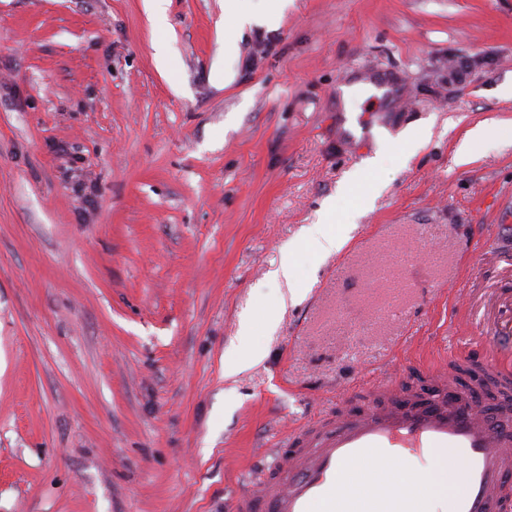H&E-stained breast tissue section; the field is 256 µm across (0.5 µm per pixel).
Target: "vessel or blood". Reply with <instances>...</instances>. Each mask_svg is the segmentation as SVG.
Instances as JSON below:
<instances>
[{
	"label": "vessel or blood",
	"mask_w": 512,
	"mask_h": 512,
	"mask_svg": "<svg viewBox=\"0 0 512 512\" xmlns=\"http://www.w3.org/2000/svg\"><path fill=\"white\" fill-rule=\"evenodd\" d=\"M480 381L461 388L447 368L431 374L426 395L372 403L337 414L295 451L273 463L237 496L234 512H419L399 475L365 470L366 493L345 488L347 466L374 457L463 463L448 512H506L512 505V367L486 365Z\"/></svg>",
	"instance_id": "b4317fda"
}]
</instances>
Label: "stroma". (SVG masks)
<instances>
[{"mask_svg":"<svg viewBox=\"0 0 512 512\" xmlns=\"http://www.w3.org/2000/svg\"><path fill=\"white\" fill-rule=\"evenodd\" d=\"M149 6L0 0V512H230L293 431L393 368L468 384L512 326V0ZM377 155L280 303L281 248ZM233 344L262 358L228 378ZM232 15L234 18L235 26L238 29H242L247 25L253 23H265L273 24L275 22L274 17L259 16L250 13H242L239 10L238 0H225L224 1V15ZM497 127L494 124H479L469 129L459 141L454 151V161L464 163L473 158L482 145L494 137Z\"/></svg>","mask_w":512,"mask_h":512,"instance_id":"35a3bbf8","label":"stroma"}]
</instances>
